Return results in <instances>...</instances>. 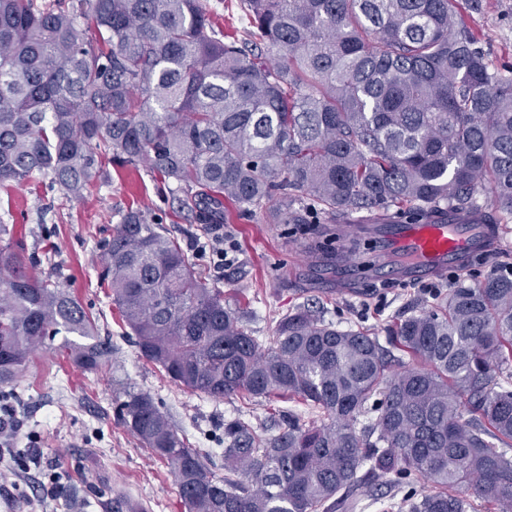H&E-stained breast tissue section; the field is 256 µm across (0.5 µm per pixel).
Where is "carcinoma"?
Wrapping results in <instances>:
<instances>
[{"label": "carcinoma", "mask_w": 512, "mask_h": 512, "mask_svg": "<svg viewBox=\"0 0 512 512\" xmlns=\"http://www.w3.org/2000/svg\"><path fill=\"white\" fill-rule=\"evenodd\" d=\"M239 2L248 26L220 38L204 0H0V181L38 172L78 199L104 162L142 164L203 227L226 199L275 224H378L469 214L480 189L512 215V78L456 30L453 0ZM5 234L0 388L62 333L69 363L112 365V341ZM100 247L113 309L173 382L320 414L275 435L224 422L219 478L150 394L125 392L120 423L186 512H355L364 468L422 480L409 512H512V277L460 282L397 323L394 370L371 330L304 304L256 336L140 210Z\"/></svg>", "instance_id": "obj_1"}]
</instances>
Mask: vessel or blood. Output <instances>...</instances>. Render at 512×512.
I'll return each instance as SVG.
<instances>
[{
    "label": "vessel or blood",
    "mask_w": 512,
    "mask_h": 512,
    "mask_svg": "<svg viewBox=\"0 0 512 512\" xmlns=\"http://www.w3.org/2000/svg\"><path fill=\"white\" fill-rule=\"evenodd\" d=\"M382 247L403 255V269L436 272L484 249L485 241L477 226L451 218L427 224H392L382 238Z\"/></svg>",
    "instance_id": "1"
}]
</instances>
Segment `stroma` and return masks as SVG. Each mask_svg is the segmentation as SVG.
<instances>
[{"label": "stroma", "mask_w": 512, "mask_h": 512, "mask_svg": "<svg viewBox=\"0 0 512 512\" xmlns=\"http://www.w3.org/2000/svg\"><path fill=\"white\" fill-rule=\"evenodd\" d=\"M454 6L492 70L512 74V0H455ZM476 203L494 242L490 261L414 280L394 275L395 257L379 253L377 238L384 225L358 217L336 225L331 246L338 259L321 262L309 247L305 225L270 224L229 201L219 224L200 231L193 213L180 206L174 184L141 165H106L80 199L67 198L46 175L23 185L0 183V224L10 229L38 274L52 277L79 299L100 336H111L115 347L111 366L99 372L75 368L45 349L31 355L12 387L24 426L12 449L0 452V472L18 469L24 455L38 448L65 486L64 498L47 502V512H117L118 503L131 498L142 500L147 512H185L167 466L118 422L115 401L123 391L150 393L192 443L209 449V466L219 477L224 474L225 419L242 414L270 427L279 411H306L297 402L202 398L140 357L102 279L99 242L110 236L123 211H144L151 223L178 239L223 289L227 303L248 308L258 335H272L280 314L313 301L323 305L326 321L343 329L371 328L387 348L395 323L435 303L437 294H429L428 286L444 293L449 280L480 281L490 266L512 268V217L491 205L487 191L477 192ZM217 235L225 238L229 263H221L210 246ZM49 248L55 254L48 261L44 253ZM47 479L35 471L21 475L15 487L0 493V512H29ZM369 483L373 498L361 512H392V503L423 488L422 482L408 486L390 476H373Z\"/></svg>", "instance_id": "35a3bbf8"}]
</instances>
